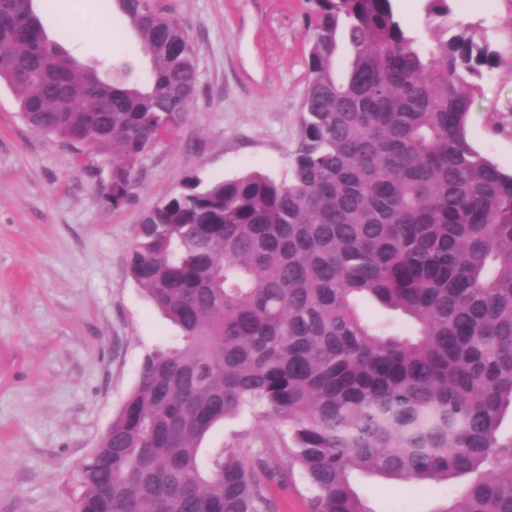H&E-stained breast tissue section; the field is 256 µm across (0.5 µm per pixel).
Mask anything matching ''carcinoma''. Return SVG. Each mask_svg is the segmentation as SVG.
Segmentation results:
<instances>
[{
  "label": "carcinoma",
  "mask_w": 512,
  "mask_h": 512,
  "mask_svg": "<svg viewBox=\"0 0 512 512\" xmlns=\"http://www.w3.org/2000/svg\"><path fill=\"white\" fill-rule=\"evenodd\" d=\"M148 69L110 80L0 0V84L32 127L112 158L123 205L198 91L162 0H113ZM308 78L290 175L183 189L149 208L128 270L178 327L74 471L75 512H276L299 471L310 512H373L355 472L464 479L434 512H512V174L471 143L498 52L470 27L422 50L393 0H304ZM350 61L339 70V44ZM396 314L372 322L359 307ZM250 413L286 448H203Z\"/></svg>",
  "instance_id": "1"
}]
</instances>
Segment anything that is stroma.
<instances>
[{"instance_id":"obj_1","label":"stroma","mask_w":512,"mask_h":512,"mask_svg":"<svg viewBox=\"0 0 512 512\" xmlns=\"http://www.w3.org/2000/svg\"><path fill=\"white\" fill-rule=\"evenodd\" d=\"M194 46L199 90L176 135L142 161L131 197L108 206L100 156L24 121L0 85V512H74L75 464L134 387L144 357L177 331L128 272L142 214L189 176L214 182L259 172L287 180L308 75L303 0H166ZM395 0L403 27L430 47L441 26H477L500 53L469 116L472 144L512 170V0ZM49 37L81 63L144 70L139 41L106 0H50ZM283 448L288 429L245 413L216 426L207 448ZM373 512H433L458 480L358 475Z\"/></svg>"}]
</instances>
